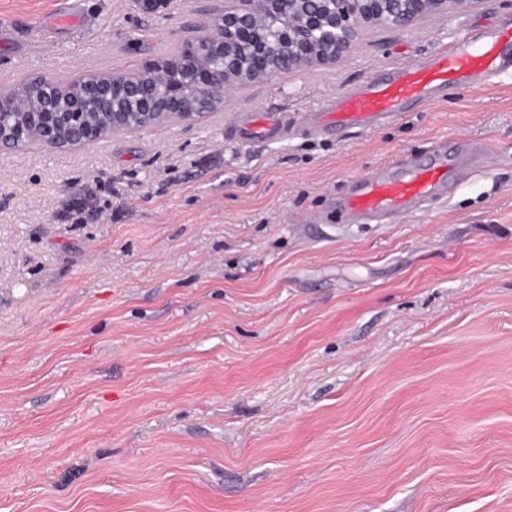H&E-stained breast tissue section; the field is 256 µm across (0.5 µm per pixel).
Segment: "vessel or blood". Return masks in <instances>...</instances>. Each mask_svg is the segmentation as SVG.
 Returning <instances> with one entry per match:
<instances>
[{
  "label": "vessel or blood",
  "mask_w": 512,
  "mask_h": 512,
  "mask_svg": "<svg viewBox=\"0 0 512 512\" xmlns=\"http://www.w3.org/2000/svg\"><path fill=\"white\" fill-rule=\"evenodd\" d=\"M510 67L512 22L478 38H462L424 61L393 66L387 74L366 78L336 95L322 111L310 113L303 131L315 138L370 131L390 123L412 105L433 101L448 89L468 87L474 79L491 78ZM287 133L284 118L259 114L246 125L243 136L259 141L280 139ZM483 156L477 142L466 154L434 149L426 162L412 153L403 155L352 180L337 205L352 222L390 223L442 198L448 190L449 173L466 165L479 166Z\"/></svg>",
  "instance_id": "1"
}]
</instances>
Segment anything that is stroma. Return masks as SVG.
Returning a JSON list of instances; mask_svg holds the SVG:
<instances>
[{
  "label": "stroma",
  "mask_w": 512,
  "mask_h": 512,
  "mask_svg": "<svg viewBox=\"0 0 512 512\" xmlns=\"http://www.w3.org/2000/svg\"><path fill=\"white\" fill-rule=\"evenodd\" d=\"M0 0V83L141 68L213 0ZM512 22L370 27L223 112L0 153V512H512V71L369 133L305 115ZM283 112L282 139L232 124ZM464 140L483 166L389 224L353 178ZM76 202L94 209L65 219Z\"/></svg>",
  "instance_id": "stroma-1"
}]
</instances>
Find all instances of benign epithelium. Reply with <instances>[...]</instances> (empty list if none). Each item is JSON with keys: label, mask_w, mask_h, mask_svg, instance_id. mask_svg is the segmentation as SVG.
Here are the masks:
<instances>
[{"label": "benign epithelium", "mask_w": 512, "mask_h": 512, "mask_svg": "<svg viewBox=\"0 0 512 512\" xmlns=\"http://www.w3.org/2000/svg\"><path fill=\"white\" fill-rule=\"evenodd\" d=\"M481 0H224L172 55L132 73L92 71L62 82L33 75L0 86V151H55L224 109L225 94L289 69L333 64L363 28L402 30ZM276 27L277 44L261 30Z\"/></svg>", "instance_id": "benign-epithelium-1"}]
</instances>
